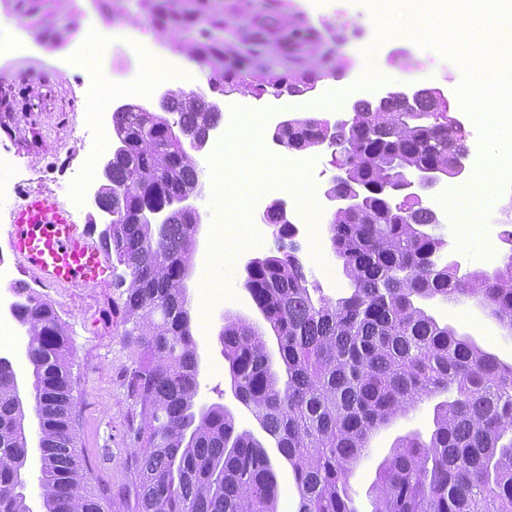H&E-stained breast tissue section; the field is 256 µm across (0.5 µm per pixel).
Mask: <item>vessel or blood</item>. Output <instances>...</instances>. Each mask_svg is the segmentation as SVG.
I'll return each instance as SVG.
<instances>
[{
    "label": "vessel or blood",
    "instance_id": "b4317fda",
    "mask_svg": "<svg viewBox=\"0 0 512 512\" xmlns=\"http://www.w3.org/2000/svg\"><path fill=\"white\" fill-rule=\"evenodd\" d=\"M7 235L17 258L50 287L85 288L112 280L101 246L81 230L70 207L38 192L10 206Z\"/></svg>",
    "mask_w": 512,
    "mask_h": 512
}]
</instances>
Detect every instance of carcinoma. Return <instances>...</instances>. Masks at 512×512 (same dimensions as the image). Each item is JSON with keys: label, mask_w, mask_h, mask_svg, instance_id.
Returning <instances> with one entry per match:
<instances>
[{"label": "carcinoma", "mask_w": 512, "mask_h": 512, "mask_svg": "<svg viewBox=\"0 0 512 512\" xmlns=\"http://www.w3.org/2000/svg\"><path fill=\"white\" fill-rule=\"evenodd\" d=\"M245 59L269 61L261 32ZM418 111L403 102L360 100L347 127L306 115L293 118L308 140L330 137L353 147V177L374 188L395 171L450 170L467 150L465 127L436 119L434 90L420 91ZM198 133L221 113L203 97L177 89L159 112L134 106L115 112L114 134L126 149L112 162V234L102 243L130 270L125 336L136 354L127 387L140 405L131 428L135 512H277L278 481L267 449L236 430L220 404L195 410L197 345L185 279L194 228L178 211L169 222L140 224L119 207H168L201 180L196 162L168 129L170 114ZM391 214L376 192L354 213L330 217L328 231L349 280L347 295L313 299L293 241L257 259L247 291L273 332L286 380L268 357L262 332L226 317L224 360L240 399L291 468L297 512H357L349 493L354 465L376 429L407 418L437 398L429 440L408 433L396 441L373 483L372 512H512V363L441 323L426 302L474 298L512 336V252L488 275L457 276L441 264L448 239L430 230L431 211L416 202ZM25 328L42 463L43 512H102L103 494L86 485L73 425L75 381L66 330L54 310L28 296L14 305ZM11 362L0 358V512H31L25 490L29 456L23 403Z\"/></svg>", "instance_id": "obj_1"}]
</instances>
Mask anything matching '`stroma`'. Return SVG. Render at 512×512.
<instances>
[{
	"instance_id": "35a3bbf8",
	"label": "stroma",
	"mask_w": 512,
	"mask_h": 512,
	"mask_svg": "<svg viewBox=\"0 0 512 512\" xmlns=\"http://www.w3.org/2000/svg\"><path fill=\"white\" fill-rule=\"evenodd\" d=\"M395 13L385 0H0V27L13 28L25 43L16 51L10 42L0 43V86L14 88L22 107L14 116L24 127L39 119V143L18 140L14 150L22 166L32 170L53 165L56 157L74 154L69 168H55L50 188L69 200L83 182L98 185L101 152L94 134V113L115 110L117 104L133 103L158 108L162 84L140 94L116 93L101 102L86 100L80 88L86 70L68 68L69 56L87 46L95 50V68L121 82L134 79L144 57L129 55V42L153 45L187 76L183 88L200 91L208 99L242 101L248 106L235 128L223 137L221 149H207L201 164L216 192L206 193L202 223L192 265L185 280L192 328L200 355L197 405H224L234 416L237 429L249 430L259 440L267 435L251 412L231 392L228 364L218 334L225 317L261 323L244 287L245 264L253 257L274 253L275 241L247 246L238 217L248 213L256 196L266 204L285 201L293 224L303 225V206L315 200L322 218L332 214L324 192L332 185L329 150L314 148L313 164L295 178H287L288 155L272 141L278 121L302 113L323 110L349 112L359 98L342 82L366 72L383 81L379 95L394 89L440 88L456 97L464 77L463 61L421 46L414 28L402 24L390 36H382L385 23ZM122 24L121 37L89 43V30H107ZM296 27L317 30L316 39L282 51L281 45ZM265 30L275 64L235 66L233 53L244 52L250 34ZM296 84L303 92L293 102L276 100L278 86ZM260 85L262 98L248 88ZM76 115L79 137H67L57 113ZM298 256L311 287L328 298L342 296L349 286L342 262L336 258L328 235L320 237V254L308 257L304 236H296ZM112 282L108 287L86 289L87 297L112 294V331L102 333L91 316L74 306L63 324L73 352L72 376L76 382L75 432L82 457L92 470L91 491L107 487L112 498L103 502V512H133V501L121 493L130 482L129 465L136 448L127 434L139 423L136 406L126 386L132 365V350L124 332L123 301L130 276L117 258H110ZM430 308L435 316L471 336L500 359L512 361V339L475 302L457 305L437 301ZM434 401H425L410 418L399 419L375 430L364 456L349 480L350 494L358 512H372V485L376 471L390 455L397 439L411 432L429 436L433 429Z\"/></svg>"
}]
</instances>
